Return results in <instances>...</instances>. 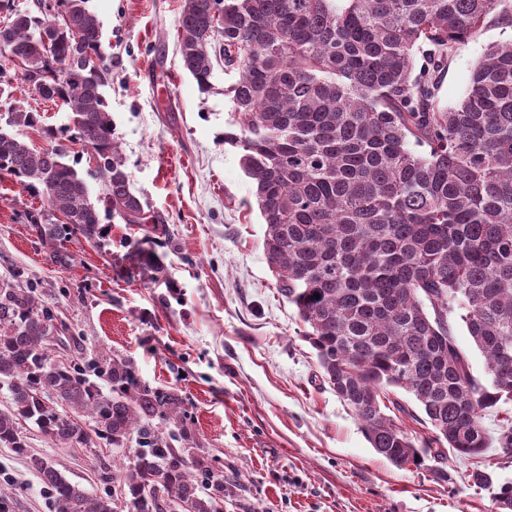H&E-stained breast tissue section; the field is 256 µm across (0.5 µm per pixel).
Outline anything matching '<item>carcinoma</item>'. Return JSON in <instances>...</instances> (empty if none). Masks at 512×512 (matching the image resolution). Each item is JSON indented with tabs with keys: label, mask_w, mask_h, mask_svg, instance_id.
I'll return each mask as SVG.
<instances>
[{
	"label": "carcinoma",
	"mask_w": 512,
	"mask_h": 512,
	"mask_svg": "<svg viewBox=\"0 0 512 512\" xmlns=\"http://www.w3.org/2000/svg\"><path fill=\"white\" fill-rule=\"evenodd\" d=\"M88 0H35L0 26L7 62L0 96L14 75L44 99L69 108L68 141L91 151L104 181V209L125 224L151 216L130 176L102 94L112 57L102 49ZM512 21L508 0H184L179 54L201 90L214 62L236 72L227 87L235 131L266 225L263 248L281 294L316 351L321 379L353 412L393 465L430 466L448 455L478 460L473 486L493 482L487 451L512 454V416L496 433L483 412L512 402V42L489 46L453 106L439 98L455 45L490 20ZM427 67L415 72V53ZM38 116L18 105L0 123V172L40 193L48 211L32 217L54 243L102 234L87 178L65 162L68 146L41 151L14 129ZM465 326L485 359L474 375L455 329ZM31 291L0 281V447L27 454L20 421L58 442L90 436L62 410L85 411L96 435L138 451L117 488L92 494L37 456L52 512H224V480L188 466L172 444L181 401L138 383L127 361L98 374L103 393L71 361L54 359L61 333ZM411 396L432 436L416 442L386 413H409L390 389Z\"/></svg>",
	"instance_id": "obj_1"
}]
</instances>
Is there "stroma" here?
<instances>
[{
	"mask_svg": "<svg viewBox=\"0 0 512 512\" xmlns=\"http://www.w3.org/2000/svg\"><path fill=\"white\" fill-rule=\"evenodd\" d=\"M184 0H89L101 43L112 56L102 89L134 192L150 224L107 221L102 243L72 236L66 263L29 217L42 196L0 174V279H12L54 310L67 330L50 353L79 366L133 363L141 385L177 395L185 410L188 463L206 459L226 482L224 512H495L494 496L512 486V458L489 449L491 488L470 485L471 460L448 457L442 474L398 468L379 456L352 411L323 384L314 349L294 307L281 296L263 250L265 226L255 186L225 143L234 112L226 88L235 75L215 67L201 91L182 67L177 20ZM512 39L490 22L460 44L443 75L442 104L457 103L489 44ZM37 111V128H19L31 147L49 148L42 127L63 128L68 109L15 77L13 101ZM164 272L133 268L138 252ZM92 435L68 447L21 422L28 453L0 447V487L10 512H51L29 458L46 459L70 481L100 494L128 467L122 448Z\"/></svg>",
	"mask_w": 512,
	"mask_h": 512,
	"instance_id": "1",
	"label": "stroma"
}]
</instances>
